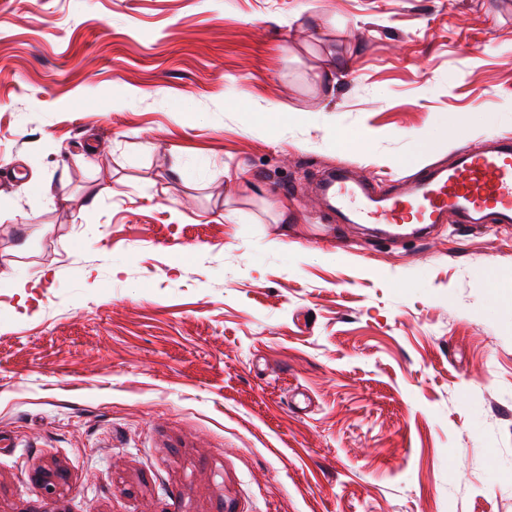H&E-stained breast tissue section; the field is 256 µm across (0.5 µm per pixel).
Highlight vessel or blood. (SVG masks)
<instances>
[{"label": "vessel or blood", "instance_id": "obj_1", "mask_svg": "<svg viewBox=\"0 0 512 512\" xmlns=\"http://www.w3.org/2000/svg\"><path fill=\"white\" fill-rule=\"evenodd\" d=\"M341 224H385L426 229L456 216L464 224L512 223V142L459 145L451 165L425 167L420 175L391 190L343 171L319 185Z\"/></svg>", "mask_w": 512, "mask_h": 512}]
</instances>
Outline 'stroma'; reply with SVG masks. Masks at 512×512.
Segmentation results:
<instances>
[{
	"label": "stroma",
	"instance_id": "obj_1",
	"mask_svg": "<svg viewBox=\"0 0 512 512\" xmlns=\"http://www.w3.org/2000/svg\"><path fill=\"white\" fill-rule=\"evenodd\" d=\"M492 137L512 0H0V512H512V224L312 189Z\"/></svg>",
	"mask_w": 512,
	"mask_h": 512
}]
</instances>
